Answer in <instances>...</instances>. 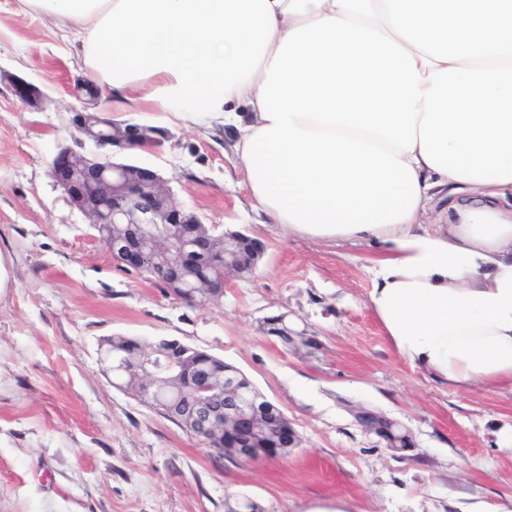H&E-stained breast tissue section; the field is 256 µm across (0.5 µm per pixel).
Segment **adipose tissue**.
<instances>
[{"label": "adipose tissue", "instance_id": "adipose-tissue-1", "mask_svg": "<svg viewBox=\"0 0 512 512\" xmlns=\"http://www.w3.org/2000/svg\"><path fill=\"white\" fill-rule=\"evenodd\" d=\"M18 3L102 111L229 132L269 223L375 246L368 305L411 365L512 391V0Z\"/></svg>", "mask_w": 512, "mask_h": 512}]
</instances>
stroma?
Returning a JSON list of instances; mask_svg holds the SVG:
<instances>
[{
    "mask_svg": "<svg viewBox=\"0 0 512 512\" xmlns=\"http://www.w3.org/2000/svg\"><path fill=\"white\" fill-rule=\"evenodd\" d=\"M0 71L43 87L33 111L0 81V512H224L249 496L264 512H512V392L462 393L399 356L368 307L367 244L317 242L254 209L227 136L169 127L156 152L119 160L156 170L216 231L264 255L252 279L227 276L219 304L191 306L119 270L90 219L50 175L86 68L40 17L0 0ZM288 312L317 337L285 351L263 329ZM175 339L237 367L296 430L287 455L215 462L156 410L113 387L103 339ZM370 409L409 427L395 454L355 420Z\"/></svg>",
    "mask_w": 512,
    "mask_h": 512,
    "instance_id": "obj_1",
    "label": "stroma"
}]
</instances>
